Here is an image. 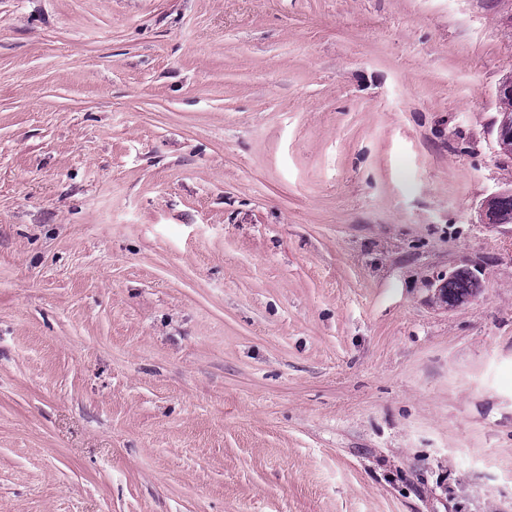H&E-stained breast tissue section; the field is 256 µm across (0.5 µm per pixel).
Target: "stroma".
<instances>
[{
	"label": "stroma",
	"instance_id": "stroma-1",
	"mask_svg": "<svg viewBox=\"0 0 512 512\" xmlns=\"http://www.w3.org/2000/svg\"><path fill=\"white\" fill-rule=\"evenodd\" d=\"M509 77L512 0H0V512H512ZM500 108L501 110L498 113L499 116L494 121V125H496V142L500 146H503L504 144L511 143L512 141V99L508 102L502 103V107ZM500 146H498L500 152L505 155H512V143L507 149H503ZM505 190L507 192L506 194H503L500 198L492 202L493 207L498 212L500 224L499 221L496 219L495 215L488 209L487 202L492 197L502 193L503 190H500L492 194L486 200V203L484 204L481 210V221L487 228L501 229V227L503 226L512 224V189L506 188ZM456 274L448 280L446 292L448 293V301H461L467 299L473 294L474 288L470 278L472 274L468 269L455 271Z\"/></svg>",
	"mask_w": 512,
	"mask_h": 512
}]
</instances>
